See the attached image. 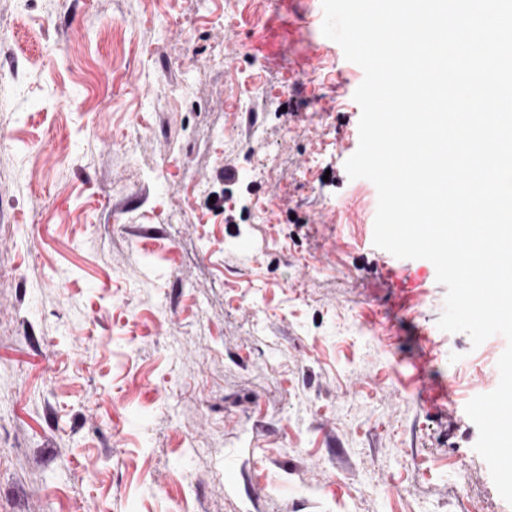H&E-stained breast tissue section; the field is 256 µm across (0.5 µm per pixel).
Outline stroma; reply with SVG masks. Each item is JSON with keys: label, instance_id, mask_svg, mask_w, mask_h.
<instances>
[{"label": "stroma", "instance_id": "obj_1", "mask_svg": "<svg viewBox=\"0 0 512 512\" xmlns=\"http://www.w3.org/2000/svg\"><path fill=\"white\" fill-rule=\"evenodd\" d=\"M323 18L0 0V512H512L465 412L506 340L374 246Z\"/></svg>", "mask_w": 512, "mask_h": 512}]
</instances>
